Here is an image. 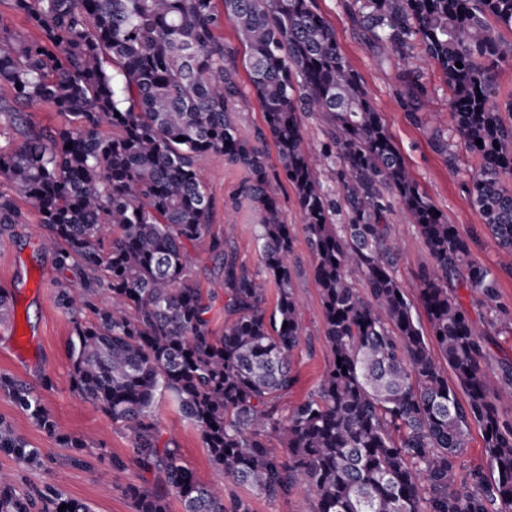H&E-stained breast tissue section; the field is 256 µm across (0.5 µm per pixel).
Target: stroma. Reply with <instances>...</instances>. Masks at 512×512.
<instances>
[{
  "label": "stroma",
  "mask_w": 512,
  "mask_h": 512,
  "mask_svg": "<svg viewBox=\"0 0 512 512\" xmlns=\"http://www.w3.org/2000/svg\"><path fill=\"white\" fill-rule=\"evenodd\" d=\"M348 0H315L319 13L336 30L341 51L351 59L365 84L377 112L421 192L443 213L449 223L471 242L473 259L490 268L500 283L498 304L484 302L477 294L461 291V301L476 325L492 318L497 305L512 309V270L505 268L494 241L488 236L483 218L471 203L465 184L478 161L460 155L456 168H449L442 155L430 144V130L447 129L448 89L440 71L431 64L421 66L422 81L430 91L423 113L426 124H415L404 111L400 97L406 91L398 67H382L376 50L353 25ZM201 174L213 200L210 232L223 235L225 225L235 227L233 244L241 261L249 267L261 265L254 242L257 216L250 205L237 201L242 174L224 159L207 157L200 162ZM281 202L294 229V259L301 274L295 292L303 302V337L295 356L299 381L294 390L279 402L281 414H288L294 403L311 393L333 364V355L323 330L322 306L313 278L312 255L303 231V216L292 190H285ZM390 221L396 227L400 248L399 277L410 300H417L416 276L431 262V256L402 210H395ZM43 229L37 214L15 230L11 239L0 240V289H5L14 304L8 319L0 321V375L28 383L53 415L60 434L78 436L105 448L109 455L126 460L121 470H108L106 463L93 462L81 467L70 463L71 449L61 447L57 437L38 429L11 400L0 394V418L10 422L15 432L41 452V467L24 471L26 485L59 486L68 496L91 505L93 512H134L124 488L129 484L159 492L163 484L158 473L141 470L129 463L130 440L121 424L71 390L70 362L66 343L71 325L54 303L53 281L56 271L48 255L40 250ZM51 387H44V380ZM161 442L175 443L184 460L201 483H215L213 468L198 428L184 418L171 398L161 399L155 408ZM224 495L235 494L249 500L252 512H308L309 495L298 488L289 499L270 502L254 496L244 487L224 482Z\"/></svg>",
  "instance_id": "obj_1"
}]
</instances>
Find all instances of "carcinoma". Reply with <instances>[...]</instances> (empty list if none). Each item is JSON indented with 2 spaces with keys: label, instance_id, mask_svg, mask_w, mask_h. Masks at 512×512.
<instances>
[{
  "label": "carcinoma",
  "instance_id": "1",
  "mask_svg": "<svg viewBox=\"0 0 512 512\" xmlns=\"http://www.w3.org/2000/svg\"><path fill=\"white\" fill-rule=\"evenodd\" d=\"M354 18L381 65H399L404 106L420 122L426 86L410 66L434 61L448 87L452 126L433 146L449 166L459 149L478 158L467 192L499 249L512 257V99L497 93L512 63V0H355ZM39 32L0 25V112L12 141L0 147V239L39 216L42 251L57 272L56 307L72 325L71 388L119 423L130 459L159 474L164 492L130 484L134 512H251L195 477L172 443L159 446L155 401L168 394L201 432L218 481L271 501L303 486L310 512H512V361L482 364L489 332L473 323L458 289L487 302L499 280L472 258L468 239L419 191L335 28L313 0H11ZM231 22L245 52L219 35ZM462 67H456V63ZM246 71L265 128L237 122ZM51 106L54 127L26 109ZM327 121L314 155L302 114ZM272 140L278 165L268 162ZM482 145H477L476 140ZM72 148H66L67 144ZM245 172L239 196L259 215L263 271L239 260L232 229L209 236L212 199L199 161ZM333 163L336 191L317 177ZM289 185L304 216L333 364L287 416L278 403L298 383L302 340L293 226L281 204ZM411 218L431 264L418 274L429 333L398 275L389 216ZM209 238L224 294V327L208 317L218 294L194 276L192 248ZM277 288L273 310L267 290ZM455 374L461 399L448 385ZM0 393L41 430L62 435L26 382L0 376ZM483 431L487 468L459 479L472 424ZM280 447H275L273 441ZM0 455L42 465L39 449L0 419ZM66 509L59 510V506ZM0 512H92L54 486L30 491L0 472Z\"/></svg>",
  "mask_w": 512,
  "mask_h": 512
}]
</instances>
